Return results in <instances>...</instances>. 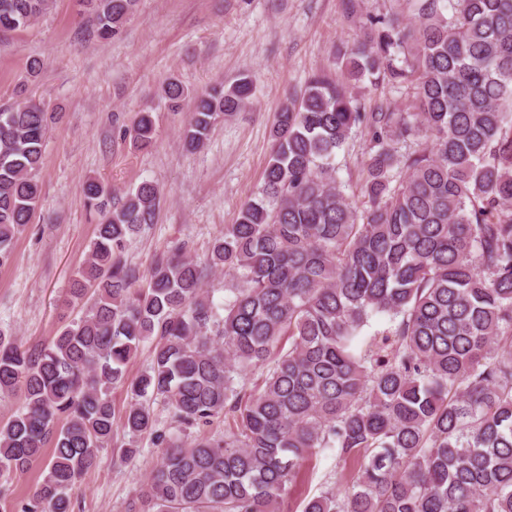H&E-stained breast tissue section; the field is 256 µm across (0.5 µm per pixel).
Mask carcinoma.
<instances>
[{
	"mask_svg": "<svg viewBox=\"0 0 512 512\" xmlns=\"http://www.w3.org/2000/svg\"><path fill=\"white\" fill-rule=\"evenodd\" d=\"M135 2L87 0L97 37L112 38ZM406 2L408 22L365 16L341 68L355 84L406 89L407 108H368L327 72L288 93L259 195L205 264L178 252L134 287L125 253L153 223L159 188L145 181L109 210L105 186L85 182L102 215L70 285L85 315L33 350L0 334V393L24 394L0 422V476L52 445L18 512H72L112 439L109 392L153 339L122 424L162 451L128 512H284L302 462L324 452L359 468L302 512H512V0ZM52 7L0 0V33ZM253 89L243 74L198 95L184 145L200 146ZM163 91L175 108L187 96L176 79ZM49 119L33 99L0 107V267L39 200ZM355 128L368 141L360 207L336 163ZM128 136L153 141L150 113ZM210 270L231 277L221 313ZM377 315L387 334L363 335ZM256 369L259 390L235 387ZM158 398L186 440L156 430ZM221 415L224 435L209 433Z\"/></svg>",
	"mask_w": 512,
	"mask_h": 512,
	"instance_id": "obj_1",
	"label": "carcinoma"
}]
</instances>
